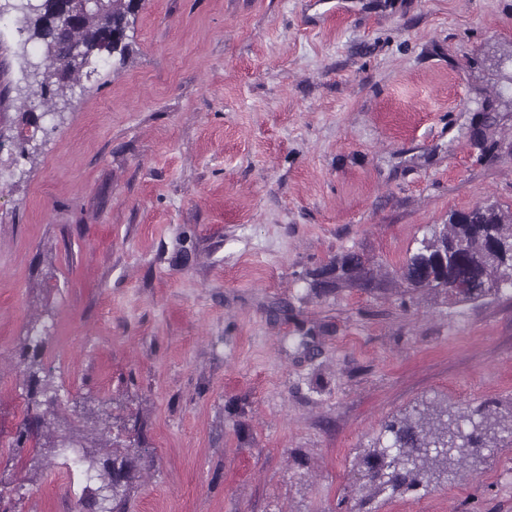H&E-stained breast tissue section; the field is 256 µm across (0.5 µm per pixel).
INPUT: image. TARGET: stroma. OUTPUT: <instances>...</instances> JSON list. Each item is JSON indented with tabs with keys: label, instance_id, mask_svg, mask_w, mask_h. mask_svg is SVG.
<instances>
[{
	"label": "stroma",
	"instance_id": "1",
	"mask_svg": "<svg viewBox=\"0 0 512 512\" xmlns=\"http://www.w3.org/2000/svg\"><path fill=\"white\" fill-rule=\"evenodd\" d=\"M0 16V512H78L72 454L16 451L34 332L100 458L131 427L129 512H512V289L407 291L450 214L512 220V0H141L122 68L26 92ZM353 251L372 288L314 292ZM496 437L440 482L369 495L415 411Z\"/></svg>",
	"mask_w": 512,
	"mask_h": 512
}]
</instances>
